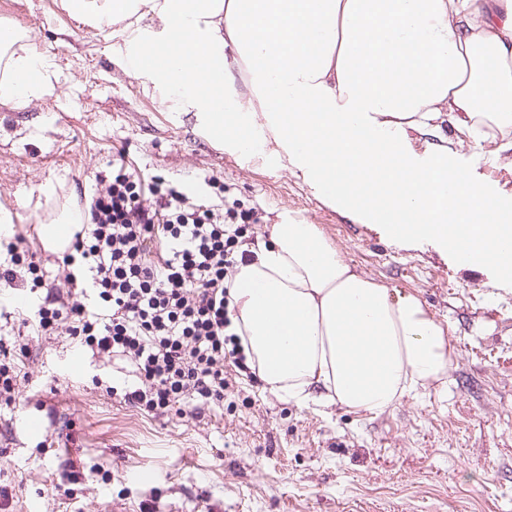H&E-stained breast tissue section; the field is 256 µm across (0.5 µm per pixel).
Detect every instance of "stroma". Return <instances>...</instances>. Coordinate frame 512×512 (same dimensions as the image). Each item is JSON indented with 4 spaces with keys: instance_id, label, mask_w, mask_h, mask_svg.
<instances>
[{
    "instance_id": "1",
    "label": "stroma",
    "mask_w": 512,
    "mask_h": 512,
    "mask_svg": "<svg viewBox=\"0 0 512 512\" xmlns=\"http://www.w3.org/2000/svg\"><path fill=\"white\" fill-rule=\"evenodd\" d=\"M0 22L26 29L59 77L36 103L0 104L8 236L23 234L25 248L53 259L32 225L74 213L78 195L92 196L96 174L121 155L136 172L182 187L192 203L220 194L253 210L251 238L266 236L286 211L317 225L351 265L416 296L445 327L451 353L446 381L377 416L298 404L242 375L223 407L188 419L107 395L129 361L86 353L64 373L78 348L59 334L36 358L19 360L15 402L0 400V512H141L145 501L154 512H512V286H499L492 268H459L432 244L393 242L272 159L202 136L193 116L112 62L107 30L84 28L60 0H0ZM451 162L512 201L511 173L468 151ZM208 177L223 192L206 186ZM17 296L38 299L22 283ZM14 297L0 298V340L10 348L33 334ZM26 410L45 420L37 437L19 424Z\"/></svg>"
}]
</instances>
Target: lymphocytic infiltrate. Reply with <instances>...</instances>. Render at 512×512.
<instances>
[{
  "label": "lymphocytic infiltrate",
  "mask_w": 512,
  "mask_h": 512,
  "mask_svg": "<svg viewBox=\"0 0 512 512\" xmlns=\"http://www.w3.org/2000/svg\"><path fill=\"white\" fill-rule=\"evenodd\" d=\"M96 181V194L79 201L80 233L55 260L66 289L48 287L42 261L9 242L0 284L14 286L22 266L32 288L47 291L23 325L38 336L63 326L91 355L127 358L135 384L106 392L132 407L193 419L202 406H223L225 366L250 370L230 330L235 274L249 256L246 212L188 204L161 177L123 166Z\"/></svg>",
  "instance_id": "1"
}]
</instances>
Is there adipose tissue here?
Masks as SVG:
<instances>
[{
	"instance_id": "adipose-tissue-1",
	"label": "adipose tissue",
	"mask_w": 512,
	"mask_h": 512,
	"mask_svg": "<svg viewBox=\"0 0 512 512\" xmlns=\"http://www.w3.org/2000/svg\"><path fill=\"white\" fill-rule=\"evenodd\" d=\"M82 26L108 29L115 62L194 35L218 75L223 107L206 105L179 54L162 82L204 137L243 150L254 128L278 165L337 210L396 242L428 241L459 267L512 282V204L451 158L474 152L512 173V0H60ZM10 28L0 102L47 95L51 58ZM273 392L319 391L371 415L445 380L446 331L411 295L355 270L317 225L284 213L241 265L233 291Z\"/></svg>"
}]
</instances>
